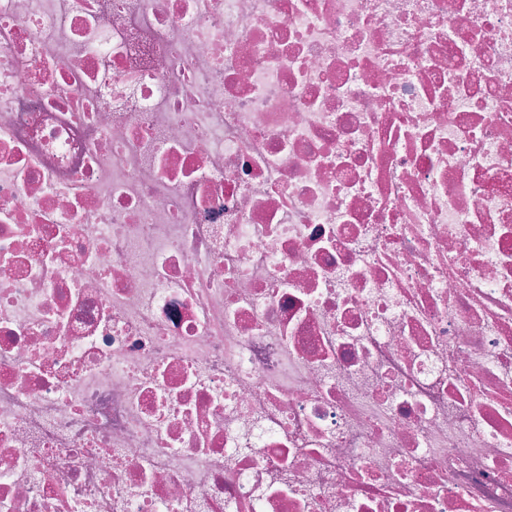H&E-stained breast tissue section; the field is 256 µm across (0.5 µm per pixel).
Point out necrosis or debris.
<instances>
[{
  "label": "necrosis or debris",
  "mask_w": 512,
  "mask_h": 512,
  "mask_svg": "<svg viewBox=\"0 0 512 512\" xmlns=\"http://www.w3.org/2000/svg\"><path fill=\"white\" fill-rule=\"evenodd\" d=\"M0 512H512V0H0Z\"/></svg>",
  "instance_id": "obj_1"
}]
</instances>
